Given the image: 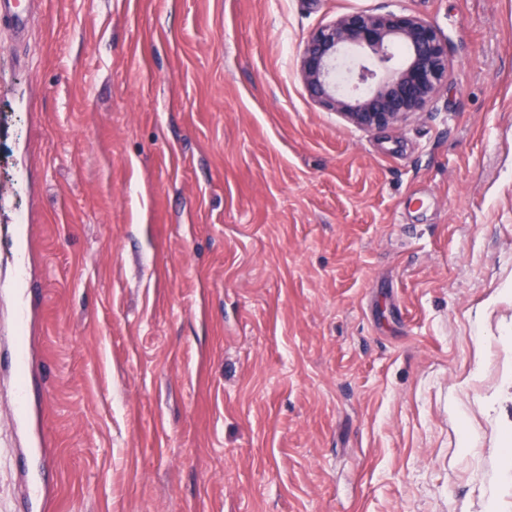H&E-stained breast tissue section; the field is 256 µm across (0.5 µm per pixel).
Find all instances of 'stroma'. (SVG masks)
I'll use <instances>...</instances> for the list:
<instances>
[{"instance_id":"1","label":"stroma","mask_w":512,"mask_h":512,"mask_svg":"<svg viewBox=\"0 0 512 512\" xmlns=\"http://www.w3.org/2000/svg\"><path fill=\"white\" fill-rule=\"evenodd\" d=\"M448 42L366 131L337 16ZM0 512H512V0H42L0 31ZM24 382L25 418L15 414ZM395 46L407 51L399 66L392 64ZM348 47L376 66L351 58L341 83L338 70ZM298 74L311 99L348 124L366 131L393 127L423 112L448 80V42L412 13L350 12L309 35Z\"/></svg>"}]
</instances>
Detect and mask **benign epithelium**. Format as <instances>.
<instances>
[{"label": "benign epithelium", "mask_w": 512, "mask_h": 512, "mask_svg": "<svg viewBox=\"0 0 512 512\" xmlns=\"http://www.w3.org/2000/svg\"><path fill=\"white\" fill-rule=\"evenodd\" d=\"M407 55L395 66L393 48ZM299 78L322 109L373 130L420 114L448 81V42L407 12H350L315 29L298 61Z\"/></svg>", "instance_id": "benign-epithelium-1"}]
</instances>
